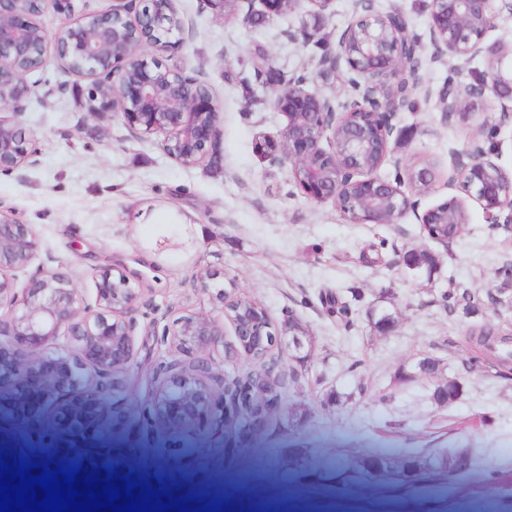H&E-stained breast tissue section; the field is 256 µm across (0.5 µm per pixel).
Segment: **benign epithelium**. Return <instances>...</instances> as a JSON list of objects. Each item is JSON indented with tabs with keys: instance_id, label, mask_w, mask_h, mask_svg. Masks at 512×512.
I'll list each match as a JSON object with an SVG mask.
<instances>
[{
	"instance_id": "obj_1",
	"label": "benign epithelium",
	"mask_w": 512,
	"mask_h": 512,
	"mask_svg": "<svg viewBox=\"0 0 512 512\" xmlns=\"http://www.w3.org/2000/svg\"><path fill=\"white\" fill-rule=\"evenodd\" d=\"M0 0V172L14 171L37 162L34 136L20 120L32 84L19 64L37 54L47 60L52 45L64 70L86 81L82 107L88 117L110 115L131 129L164 135V153L183 166L223 161V131L210 90L192 75L147 59L146 50L164 53L184 43V26L175 0H126L128 7L74 16V0ZM244 0L247 9L235 16L250 25L258 14L266 19L281 15V0ZM64 18L56 31L39 21L46 7ZM512 14V0H429L428 40L434 54L486 63L485 77L473 83L449 80L436 92L442 116L450 120L468 115L481 102L499 104V123L512 120V49L485 44L496 11ZM356 19L336 38L337 50L319 60L320 70L334 72L346 65L350 96L342 103L310 91L308 81L270 84L266 72L256 78L271 87L274 108L287 118L282 140L256 141L263 159L286 162L296 187L316 202L331 201L347 218L362 224H397L412 202L401 180L378 176L391 155L393 121L421 84L419 68L411 65L423 49L422 38H409V23L400 10L378 12L373 0L355 3ZM11 113L6 118L1 112ZM330 147H324V143ZM424 191L433 188L436 172L426 167L409 174ZM448 182L459 183L481 206L485 221L512 233V175L474 143L452 153ZM468 216L465 204L446 201L417 219L425 229L448 225V234L430 239L448 241L462 230L456 225ZM40 249L35 233L13 215L0 211V306L10 307L8 324L0 322V357L10 361L14 382L32 384L45 395L60 389L51 365L63 367L69 389L80 395H112L119 376L135 357L133 324L129 313L139 296V280L123 272H105L94 281V305L83 303L72 272L63 266L41 267L23 288H16L14 272L31 265ZM223 317L190 315L168 333L204 348L224 335V320L233 328L237 356L262 363L277 338L268 311L261 304L229 296ZM223 403L215 407L213 392L201 371L177 363L164 367L154 381L152 404L168 415L175 409L180 426L198 429L219 417L242 423L255 432L266 426V410L280 399L272 386L261 388L237 380L225 385ZM55 465L70 466L79 454L65 440L50 450ZM82 474L110 471L135 476L156 486L153 473L116 466L112 449L96 448L83 456Z\"/></svg>"
}]
</instances>
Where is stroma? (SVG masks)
<instances>
[{
    "label": "stroma",
    "mask_w": 512,
    "mask_h": 512,
    "mask_svg": "<svg viewBox=\"0 0 512 512\" xmlns=\"http://www.w3.org/2000/svg\"><path fill=\"white\" fill-rule=\"evenodd\" d=\"M176 8L186 45L163 61L211 88L223 127L220 168L177 164L160 135L109 116L90 119L71 90L75 77L52 57L21 115L39 153L35 164L0 173V209L30 224L40 242L37 264L68 266L89 301L103 271L134 270L143 283L131 314L136 357L123 388L109 397H42L2 380L0 444L40 448L47 434L78 444L91 436L112 446L116 462L145 465L200 498L219 488L234 512H251L257 500L279 512L298 502L310 512L318 495L354 493L426 512H512V371L469 336L483 327L512 337V234L492 229L479 203L448 182L452 151L475 141L494 145L492 160L512 174V123L491 133L475 116L447 121L436 98L414 93L416 107L398 113L392 153L378 174L403 177L416 212L463 200L467 232L449 244L431 240L416 213L398 224L350 222L333 203L302 194L289 165L257 155L256 140L280 139L286 118L272 107L270 89L253 82L252 57L262 51L281 75L307 72L313 91L345 100L343 73H317L315 62L353 20L354 0H332L319 16L305 2L258 30L216 13L207 0H176ZM420 60L423 84L434 90L448 79L472 82L484 67L427 50ZM423 164L437 173L427 192L406 181ZM144 210L159 224H135ZM173 213L188 223H168ZM161 235L171 241L163 250L156 246ZM412 251L434 256L431 272L410 273L402 258ZM212 275L263 305L276 328L293 322L303 331L302 349L286 335L273 350L285 382L259 434L221 422L182 428L148 398L171 362L204 361L217 393L251 371L231 348L232 329L204 350L164 334L187 315L221 316L217 289L201 286ZM450 289L467 291L472 310L449 313L442 295ZM336 301L349 308L348 326L330 312ZM383 310L393 318L385 332L372 324ZM425 359L434 362L433 373L419 372ZM451 378L458 396L439 401L436 387ZM368 448H469L491 480L363 482L354 454Z\"/></svg>",
    "instance_id": "1"
}]
</instances>
